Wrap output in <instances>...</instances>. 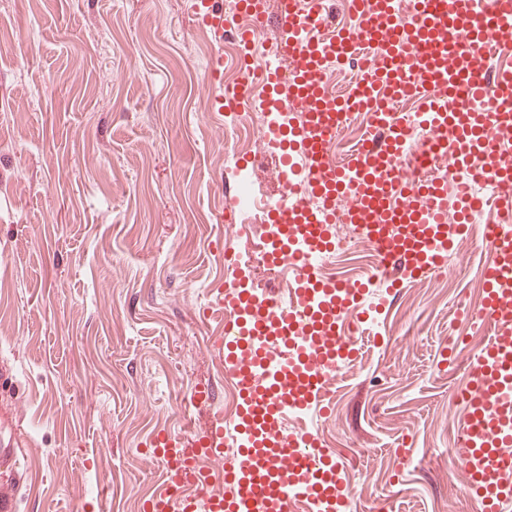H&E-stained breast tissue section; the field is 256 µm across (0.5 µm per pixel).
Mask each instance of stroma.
I'll use <instances>...</instances> for the list:
<instances>
[{"instance_id":"35a3bbf8","label":"stroma","mask_w":512,"mask_h":512,"mask_svg":"<svg viewBox=\"0 0 512 512\" xmlns=\"http://www.w3.org/2000/svg\"><path fill=\"white\" fill-rule=\"evenodd\" d=\"M199 0H0V463L18 512H141L164 471L150 440L204 431L229 408L212 290L243 252L224 196L247 169L279 185L251 113L204 92L216 48ZM488 252L450 251L407 281L347 366L322 443L345 460L342 512H482L456 448L466 376L453 350L478 340ZM358 243L325 271L352 279Z\"/></svg>"}]
</instances>
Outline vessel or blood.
I'll use <instances>...</instances> for the list:
<instances>
[{
  "label": "vessel or blood",
  "instance_id": "1",
  "mask_svg": "<svg viewBox=\"0 0 512 512\" xmlns=\"http://www.w3.org/2000/svg\"><path fill=\"white\" fill-rule=\"evenodd\" d=\"M255 0H239L251 39L266 19ZM323 0H279L284 71L275 73L284 104L295 118L286 129L264 130L263 145L277 149L280 181L299 182L304 196L275 200L267 228L269 266L292 268L285 288L217 291L218 305L234 317L219 342L224 373L239 388L233 421L218 417L204 435L156 436L166 488L143 512H339L348 494L346 466L334 450L288 421L330 401L327 385L354 348L348 323H361L366 280L320 277L318 261L332 251V225L363 234L376 269L391 288L445 267L449 234L469 211L495 205L501 223L484 227L493 259L481 269L486 284L483 317L493 322L467 369L461 426V467L467 491L483 497L486 512H512V67L491 69L486 53L512 47V0H414L400 13L396 0H357L356 28L326 24ZM365 57L349 102L372 101L364 141L343 163L336 143V97L324 82L329 64ZM416 94L427 107L404 122L396 104ZM417 125L426 145L403 165L407 130ZM466 175L491 188L489 199L457 192L430 175ZM224 464V493L209 488L210 462Z\"/></svg>",
  "mask_w": 512,
  "mask_h": 512
}]
</instances>
